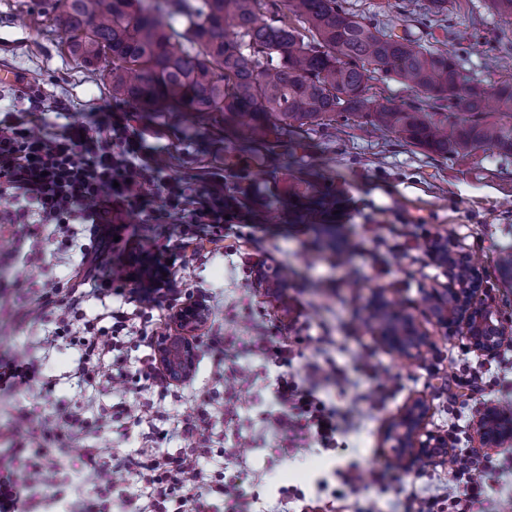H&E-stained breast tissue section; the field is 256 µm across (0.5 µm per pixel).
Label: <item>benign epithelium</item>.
Instances as JSON below:
<instances>
[{
	"mask_svg": "<svg viewBox=\"0 0 512 512\" xmlns=\"http://www.w3.org/2000/svg\"><path fill=\"white\" fill-rule=\"evenodd\" d=\"M479 280L476 268H471L470 279L461 284L453 279L446 288L432 289L431 318L435 325L449 335L462 333L471 347L485 355L498 349V323L489 313L488 305L477 298L475 289ZM205 319L203 308L185 305L176 312L179 335L171 337L158 350V357L169 375L176 381L190 379L194 368V333ZM381 342L392 352L416 359L430 346V336L418 320L401 311L391 316L387 328L378 331ZM430 415L428 403L415 397L394 416L384 434L390 447L408 459L430 460L447 450L448 441L426 430ZM479 444L495 448L512 438V416L501 409L487 407L477 424Z\"/></svg>",
	"mask_w": 512,
	"mask_h": 512,
	"instance_id": "1",
	"label": "benign epithelium"
}]
</instances>
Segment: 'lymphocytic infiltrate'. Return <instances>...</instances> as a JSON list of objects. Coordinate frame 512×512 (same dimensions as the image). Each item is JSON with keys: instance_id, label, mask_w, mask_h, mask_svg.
I'll list each match as a JSON object with an SVG mask.
<instances>
[{"instance_id": "f902f5d3", "label": "lymphocytic infiltrate", "mask_w": 512, "mask_h": 512, "mask_svg": "<svg viewBox=\"0 0 512 512\" xmlns=\"http://www.w3.org/2000/svg\"><path fill=\"white\" fill-rule=\"evenodd\" d=\"M28 122L24 113L0 120V194L14 201L5 223L62 224L69 236H86L98 243L99 250L86 270L83 287H52L43 291L38 301H22L16 308L36 320L52 319L62 328L80 324L82 356L76 377L125 385L127 374L111 371L105 361V334L133 329L134 315L165 298L180 297L181 290L169 275V253L145 255L135 266L113 261L101 225L109 213L138 199L144 184L159 181L160 170L142 163L141 143L121 119L93 130L74 122L52 140L33 135ZM163 191V203L152 214L156 221L182 212L190 223L204 229L224 223L234 213L224 204L220 183L204 187L198 199L186 196L176 185H164ZM110 296L120 299L118 306L106 312L110 328L100 327L98 319L84 318L83 306L90 298ZM256 354L279 369L273 390L279 428L299 430L322 445H331L338 427L336 413L317 402L313 391L323 378L320 367L309 364V386L304 389L287 373L292 364L287 337H274L269 344H244L237 351L241 358ZM204 419L200 413L186 420L183 432L188 446L176 457L155 449V442L165 438L161 432L151 434L150 446L113 452L108 464L102 460L103 449H82L83 474L93 493L71 503L68 512H101L98 496L102 493L115 496L122 512H169L173 501L181 512H197L198 505L213 492L223 496L228 512H248L250 502L239 486L215 483L201 464V449L208 440ZM13 426L35 442V463L27 472L35 484L43 479L37 460L46 447H53L59 456H69L73 438L81 430L76 418L33 411L17 412ZM451 462L452 492L420 499L415 512H512L511 498L493 499L485 493L493 472L488 458L458 451Z\"/></svg>"}]
</instances>
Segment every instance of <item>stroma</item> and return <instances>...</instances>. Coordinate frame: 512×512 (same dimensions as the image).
Returning a JSON list of instances; mask_svg holds the SVG:
<instances>
[{
  "instance_id": "obj_1",
  "label": "stroma",
  "mask_w": 512,
  "mask_h": 512,
  "mask_svg": "<svg viewBox=\"0 0 512 512\" xmlns=\"http://www.w3.org/2000/svg\"><path fill=\"white\" fill-rule=\"evenodd\" d=\"M33 0H0V119L26 112L31 105L18 88L42 95L44 120L35 134L50 138L72 122L121 117L139 138L148 161L163 178L196 194L201 180L224 183L225 200L238 206L235 224L220 233L225 246L180 247L193 225L181 214L166 223L147 218L162 190L144 185L140 201L114 213L111 248L140 255L181 248L173 272L189 302L206 310L198 330L193 376L172 394L160 396L147 384L129 388L80 383L73 372L80 345L73 337L44 349L53 321L18 323L11 310L15 294L35 297L47 283L70 288L85 265L84 237L64 242L54 224L0 223V358L33 362L38 375L29 385L0 392V478L25 482V470L10 465L9 449L25 445L13 433L11 415L21 409L79 418L76 446L126 449L119 425L104 428L100 418L118 407L135 413L140 405L162 410L156 424L167 432L162 450L178 455L188 415L205 411L210 442L208 472L240 483L254 498L256 512H302L306 498L320 496L322 512H338V474L356 466L362 474L384 472L380 483H367L360 496L375 512H396L395 490L429 495L451 488L448 459L431 460L427 474L416 477V461L403 459L388 470L381 433L406 401L424 398L431 409L429 431L448 437L449 447L479 452L501 474L490 490L512 498V459L499 449L481 448L477 422L486 406L512 404V349L491 356L464 351V337H443L427 314L434 288L447 287L451 270L433 253L437 243L468 257L481 273L480 297L503 319H512V288L502 283L499 252L512 248V156L481 147L466 155L432 154L394 133H366L361 120L346 114L323 125L293 126L241 147L223 113L202 118L173 109L147 111L115 97L106 77L108 63L89 69L62 51L61 33L51 15L33 9ZM343 0L359 16H376L388 30L417 44L460 51L477 83L495 87L512 77V25H504L488 0H462L459 15L434 14L428 0ZM288 266L280 280L277 271ZM359 273V287L344 282L346 267ZM384 296L413 314L428 330L431 345L409 361L385 349L368 320L376 296ZM279 328L301 336V357L292 362L297 375L316 363L329 377L316 395L347 421L326 449L295 440L287 445L272 421L277 367L261 357L238 358L239 342ZM485 372L493 391L485 402L469 401L457 384L465 366ZM345 371V379L335 370ZM459 427L449 436V422ZM78 455L64 470L48 467V481L29 489L39 512H64L58 490L75 478Z\"/></svg>"
}]
</instances>
